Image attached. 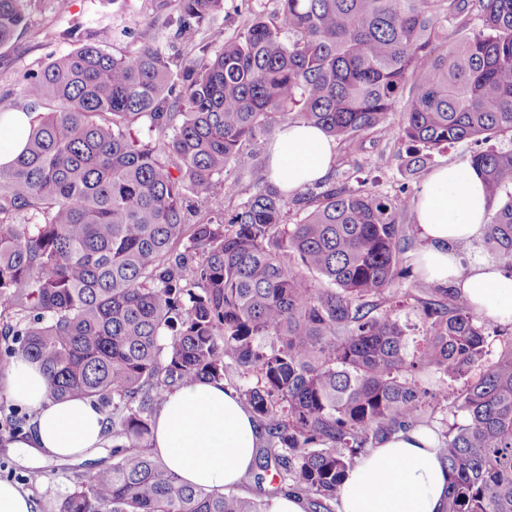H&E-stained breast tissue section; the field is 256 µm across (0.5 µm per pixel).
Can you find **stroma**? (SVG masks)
Instances as JSON below:
<instances>
[{
    "label": "stroma",
    "mask_w": 512,
    "mask_h": 512,
    "mask_svg": "<svg viewBox=\"0 0 512 512\" xmlns=\"http://www.w3.org/2000/svg\"><path fill=\"white\" fill-rule=\"evenodd\" d=\"M101 27L116 32L108 45L113 52L133 50L148 41L171 44V29L158 19L150 0H69L64 9L58 0H36L28 30L9 49L0 50V97L13 110H26L28 102L20 88L27 76L79 47L88 32ZM405 150L404 142L389 135L366 133L355 157L337 154L328 180L353 188L363 178L369 191L393 200L414 199L421 180L407 177L400 168L398 156ZM17 413L29 417L33 411L0 398V479L22 486L32 472H42V479L30 486L37 512H54L72 485V471L61 461L20 460L8 449L6 423Z\"/></svg>",
    "instance_id": "stroma-1"
}]
</instances>
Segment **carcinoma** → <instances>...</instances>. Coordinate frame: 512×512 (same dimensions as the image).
Returning a JSON list of instances; mask_svg holds the SVG:
<instances>
[{
	"label": "carcinoma",
	"mask_w": 512,
	"mask_h": 512,
	"mask_svg": "<svg viewBox=\"0 0 512 512\" xmlns=\"http://www.w3.org/2000/svg\"><path fill=\"white\" fill-rule=\"evenodd\" d=\"M171 1L177 52L111 53L98 34L30 74L36 116L0 165V336L38 363L50 397L111 407L112 462L75 470L55 512H269L181 483L151 452L164 393L229 368L256 377L235 389L270 440L254 482L291 479L309 512H332L355 460L424 423L432 399L452 416L443 512H512V337L453 285L392 287L411 276L401 254L417 232L403 204L263 179L209 216L215 189L237 192L224 171L255 169L278 122L318 127L349 157L392 130L409 176L471 141L492 205L485 247L512 272V0H276L232 37L215 23L225 0H152ZM34 2L0 0V49ZM408 302L425 323L413 345L390 315Z\"/></svg>",
	"instance_id": "cac0c4a2"
}]
</instances>
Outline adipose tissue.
<instances>
[{
    "label": "adipose tissue",
    "instance_id": "1",
    "mask_svg": "<svg viewBox=\"0 0 512 512\" xmlns=\"http://www.w3.org/2000/svg\"><path fill=\"white\" fill-rule=\"evenodd\" d=\"M268 154L272 180L291 192L327 176L336 144L320 128L292 124L283 126ZM413 212L418 273L440 286L455 282L477 315L512 323V275L478 258L463 262L458 254L488 222L479 173L464 163L435 168L421 184ZM0 396L37 412L13 447L45 459L76 460L104 442V414L83 398L52 399L44 375L24 354L0 370ZM263 440L235 389L222 381L165 393L154 419L153 451L167 469L184 484L217 492L242 484ZM447 498L439 435L419 426L396 432L357 460L337 493V512H442Z\"/></svg>",
    "mask_w": 512,
    "mask_h": 512
}]
</instances>
